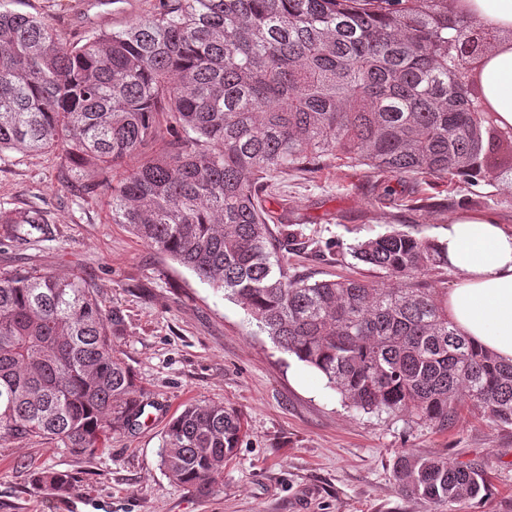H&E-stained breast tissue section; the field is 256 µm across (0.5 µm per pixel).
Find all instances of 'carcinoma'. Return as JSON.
I'll return each mask as SVG.
<instances>
[{
  "label": "carcinoma",
  "instance_id": "obj_1",
  "mask_svg": "<svg viewBox=\"0 0 512 512\" xmlns=\"http://www.w3.org/2000/svg\"><path fill=\"white\" fill-rule=\"evenodd\" d=\"M112 32L69 36L50 20L0 9V153L52 152L69 190L112 189V223L238 303L285 353L318 371L347 406L441 428L459 396L512 426V363L448 319L419 275L446 265L439 246L391 231L351 247L383 272L310 282L291 277L261 205L265 180L324 158L447 183L483 176L493 113L471 60L476 35L448 0H163ZM1 224L45 235L40 210H1ZM123 324L80 277L0 272V436L93 451L135 426L144 403L112 347ZM241 416L191 403L161 437L160 466L199 495L217 491L239 447ZM401 494L447 505L487 491L483 474L408 454ZM39 482L62 494L63 472Z\"/></svg>",
  "mask_w": 512,
  "mask_h": 512
}]
</instances>
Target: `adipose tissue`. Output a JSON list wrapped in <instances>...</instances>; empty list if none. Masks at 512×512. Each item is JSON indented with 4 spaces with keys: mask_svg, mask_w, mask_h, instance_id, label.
Returning <instances> with one entry per match:
<instances>
[{
    "mask_svg": "<svg viewBox=\"0 0 512 512\" xmlns=\"http://www.w3.org/2000/svg\"><path fill=\"white\" fill-rule=\"evenodd\" d=\"M457 16L498 32L472 69L498 126L512 128V0H448ZM457 280L444 303L448 317L472 341L512 361V229L490 214L461 213L438 238Z\"/></svg>",
    "mask_w": 512,
    "mask_h": 512,
    "instance_id": "ef3b65f1",
    "label": "adipose tissue"
}]
</instances>
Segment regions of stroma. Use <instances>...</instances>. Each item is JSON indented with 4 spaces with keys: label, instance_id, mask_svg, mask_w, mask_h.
<instances>
[{
    "label": "stroma",
    "instance_id": "1",
    "mask_svg": "<svg viewBox=\"0 0 512 512\" xmlns=\"http://www.w3.org/2000/svg\"><path fill=\"white\" fill-rule=\"evenodd\" d=\"M69 34L119 30L158 0H5ZM489 175L426 189L405 201L407 179L333 159L275 175L263 205L289 275L309 281L353 272L349 244L397 228L441 236L459 212L490 213L512 227V142L486 159ZM109 191L60 189L52 154H0V207L41 210L49 235L15 239L0 224V270L74 273L123 319L114 345L134 372L146 407L107 447L76 453L39 439L0 438V512H512V427L471 408L442 429L404 415L347 407L313 369L256 333L243 309L188 269L112 221ZM219 401L246 423L224 481L210 496L173 482L159 465L167 423L185 404ZM474 467L486 496L438 508L400 494L406 453ZM68 474L59 496L38 473Z\"/></svg>",
    "mask_w": 512,
    "mask_h": 512
}]
</instances>
